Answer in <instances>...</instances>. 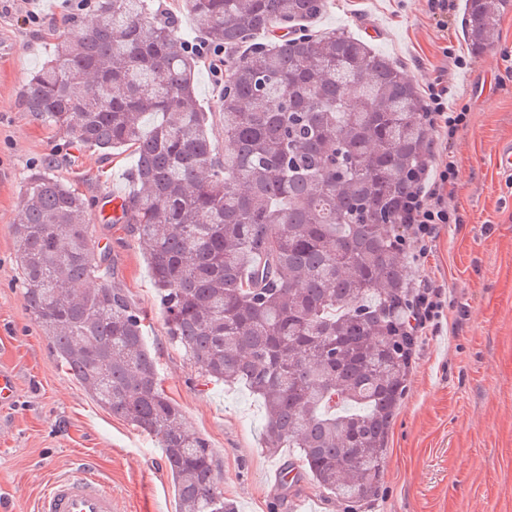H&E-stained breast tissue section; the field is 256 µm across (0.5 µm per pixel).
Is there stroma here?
<instances>
[{
	"mask_svg": "<svg viewBox=\"0 0 512 512\" xmlns=\"http://www.w3.org/2000/svg\"><path fill=\"white\" fill-rule=\"evenodd\" d=\"M462 6L440 28L424 0H329L321 20L368 40L416 81L453 44L470 67L449 73L450 103L470 123L452 150L461 223L440 225L430 269L448 291V323L416 348L407 390L388 441L379 496L354 505L320 493L307 478L289 489L277 469L294 449L266 452L260 400L240 385H204L198 368L165 334L145 251L123 225L93 214V239L110 249L113 280L143 312L166 394L219 464L226 497L239 512H512V177L494 166L512 141V5L498 37L479 56L462 37ZM61 20L34 30L0 14V367L17 379L14 403L0 409V512H34L49 481L92 462L112 486L119 512H179L157 439L99 407L61 366L22 297L12 228L32 172L55 160L53 175L91 201L132 186L128 153L105 157L47 126L19 91L53 49Z\"/></svg>",
	"mask_w": 512,
	"mask_h": 512,
	"instance_id": "1",
	"label": "stroma"
}]
</instances>
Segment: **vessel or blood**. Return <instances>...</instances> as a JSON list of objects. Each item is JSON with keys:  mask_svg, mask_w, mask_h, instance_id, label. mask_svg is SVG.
<instances>
[{"mask_svg": "<svg viewBox=\"0 0 512 512\" xmlns=\"http://www.w3.org/2000/svg\"><path fill=\"white\" fill-rule=\"evenodd\" d=\"M37 512H117V505L109 482L88 463L53 479Z\"/></svg>", "mask_w": 512, "mask_h": 512, "instance_id": "vessel-or-blood-1", "label": "vessel or blood"}]
</instances>
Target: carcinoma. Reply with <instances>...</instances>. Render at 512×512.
<instances>
[{"label": "carcinoma", "instance_id": "obj_1", "mask_svg": "<svg viewBox=\"0 0 512 512\" xmlns=\"http://www.w3.org/2000/svg\"><path fill=\"white\" fill-rule=\"evenodd\" d=\"M224 47V89L197 103L198 55L154 0H95L20 90L26 109L104 154L129 150L117 222L144 244L166 336L206 383H242L270 454L297 450L338 501L377 497L418 338L401 216L431 130L414 80L341 28L327 0H184ZM509 0H465L476 54ZM224 153L216 151L214 113ZM25 306L110 414L157 437L179 512H238L208 442L165 394L145 317L91 248L87 200L33 172L13 225Z\"/></svg>", "mask_w": 512, "mask_h": 512}]
</instances>
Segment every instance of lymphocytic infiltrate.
I'll use <instances>...</instances> for the list:
<instances>
[{
	"instance_id": "1",
	"label": "lymphocytic infiltrate",
	"mask_w": 512,
	"mask_h": 512,
	"mask_svg": "<svg viewBox=\"0 0 512 512\" xmlns=\"http://www.w3.org/2000/svg\"><path fill=\"white\" fill-rule=\"evenodd\" d=\"M445 66L434 70L424 81L423 118L435 131L429 144L428 160L415 179L403 212L402 221L408 227L407 245L412 258L426 263L438 225L457 224L461 215L452 198L458 185V162L452 144L470 121L467 107L448 103V70L465 69L467 61L456 54L453 46L441 49ZM448 309V297L436 286L431 276H423L411 292L409 327L414 336L423 338L436 334L442 327Z\"/></svg>"
}]
</instances>
